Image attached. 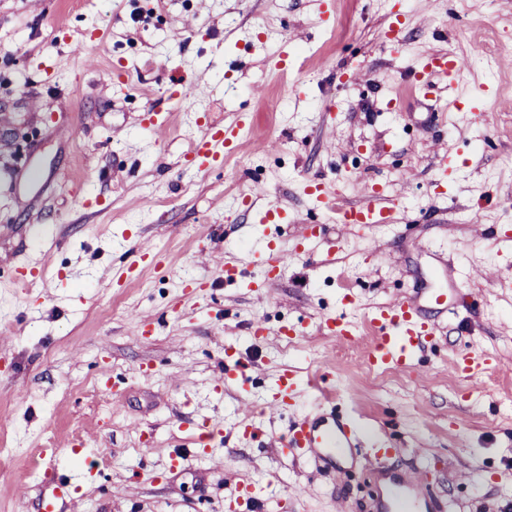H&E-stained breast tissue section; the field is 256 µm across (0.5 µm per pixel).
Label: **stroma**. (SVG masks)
Returning <instances> with one entry per match:
<instances>
[{
    "mask_svg": "<svg viewBox=\"0 0 512 512\" xmlns=\"http://www.w3.org/2000/svg\"><path fill=\"white\" fill-rule=\"evenodd\" d=\"M504 42L512 0H0V441L16 451L0 473V512H42L63 478L72 491L55 512H225L242 478L259 498L237 512H336L341 495L368 512L379 478L361 455L382 439L395 446L388 469L426 468L447 512H512ZM443 53L472 63L416 98L409 65ZM282 54L284 74L270 66ZM179 76L196 86L183 105L167 94ZM150 106L165 143L139 123ZM240 117L244 135L222 166L188 161L204 123ZM272 137L278 150L260 151ZM313 180L346 204L377 184L394 223L330 222L307 192ZM256 184L266 194L244 209ZM269 204L290 223H260ZM315 224L334 251L298 249ZM373 241L386 264L368 261ZM271 245L296 254L273 282ZM25 265L44 273L35 287L19 282ZM472 266L489 278L449 286V272ZM263 282L267 293L251 291ZM412 288L444 289L458 316L414 369L366 371L365 315ZM142 313L158 323L148 338ZM328 314L355 323L354 341L319 331ZM256 321L268 336H252ZM285 326L296 335L281 336ZM467 352L491 360L475 382L448 366ZM234 366L242 380L215 389ZM288 368L324 374L337 418L357 424L363 449L339 467L279 448L293 423L323 411L302 391L264 414ZM242 398L256 410L253 438L234 436ZM202 417L229 436L208 458L193 454ZM63 437L72 447L49 456Z\"/></svg>",
    "mask_w": 512,
    "mask_h": 512,
    "instance_id": "obj_1",
    "label": "stroma"
}]
</instances>
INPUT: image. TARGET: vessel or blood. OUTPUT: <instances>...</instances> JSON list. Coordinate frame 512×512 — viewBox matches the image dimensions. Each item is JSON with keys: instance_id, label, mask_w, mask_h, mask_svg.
<instances>
[{"instance_id": "1", "label": "vessel or blood", "mask_w": 512, "mask_h": 512, "mask_svg": "<svg viewBox=\"0 0 512 512\" xmlns=\"http://www.w3.org/2000/svg\"><path fill=\"white\" fill-rule=\"evenodd\" d=\"M461 70L457 60L444 55L432 56L410 65L413 86L417 94H425L431 87V77L453 80ZM243 129L242 124L206 125L203 133L193 140L188 157L205 165L223 159L230 144L235 143ZM318 205L334 215L337 223L353 227L364 224H385L392 220V210L380 202L381 191L372 186L364 191L363 201L355 206H342L336 196L323 183L313 185ZM373 341L364 353V365L368 370L407 369L416 351L436 333V324L420 307L419 297L399 296L375 308L365 319ZM326 335L337 342H348L355 336L353 323L347 319L326 316L320 322ZM453 370H461L469 378L480 377L486 370L487 360L479 353L470 352L452 358ZM319 392L324 399H332V390L324 388L319 375L300 380L291 371H284L278 379V391L267 402L270 412L283 409L289 398L294 397L301 386ZM360 441L353 427L335 417L307 418L293 426L284 443L285 448L301 449L317 455L327 464H335L342 449L359 447ZM390 494L377 497L375 512H444L445 507L433 494L426 470L414 468L387 480Z\"/></svg>"}]
</instances>
